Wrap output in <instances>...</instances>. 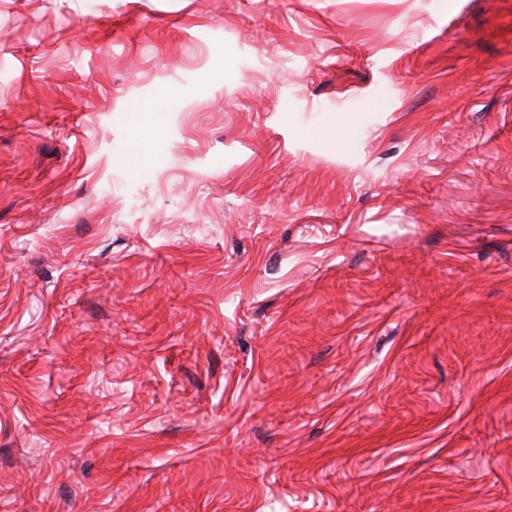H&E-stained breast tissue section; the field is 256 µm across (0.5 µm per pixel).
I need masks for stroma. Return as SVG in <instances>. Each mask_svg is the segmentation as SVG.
<instances>
[{"label": "stroma", "instance_id": "stroma-1", "mask_svg": "<svg viewBox=\"0 0 512 512\" xmlns=\"http://www.w3.org/2000/svg\"><path fill=\"white\" fill-rule=\"evenodd\" d=\"M0 512H512V0H0Z\"/></svg>", "mask_w": 512, "mask_h": 512}]
</instances>
